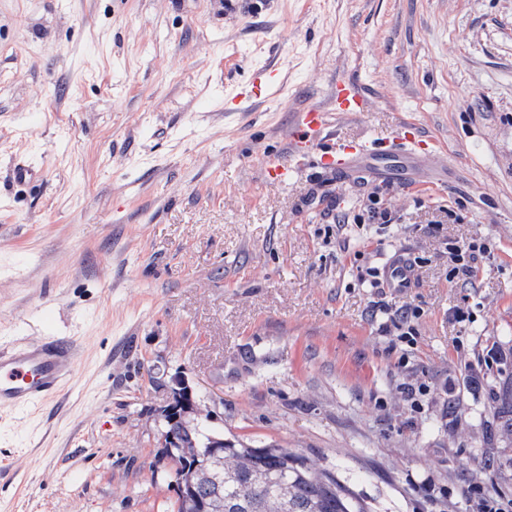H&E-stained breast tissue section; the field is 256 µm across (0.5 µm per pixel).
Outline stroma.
I'll return each mask as SVG.
<instances>
[{
  "mask_svg": "<svg viewBox=\"0 0 512 512\" xmlns=\"http://www.w3.org/2000/svg\"><path fill=\"white\" fill-rule=\"evenodd\" d=\"M342 78L370 108L337 139L412 123L430 178H264ZM399 253L412 287H373ZM47 336L80 357L55 402L0 407V512H174L176 376L225 442L318 460L372 512L511 493L512 0H0V347ZM487 249L484 243H476L474 241L449 243L448 255L453 263L452 274L454 276L460 274L470 276L473 273L472 263H474L478 255L486 253Z\"/></svg>",
  "mask_w": 512,
  "mask_h": 512,
  "instance_id": "1",
  "label": "stroma"
}]
</instances>
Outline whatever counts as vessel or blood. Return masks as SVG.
Here are the masks:
<instances>
[{
    "label": "vessel or blood",
    "instance_id": "b4317fda",
    "mask_svg": "<svg viewBox=\"0 0 512 512\" xmlns=\"http://www.w3.org/2000/svg\"><path fill=\"white\" fill-rule=\"evenodd\" d=\"M369 100L350 80L337 81L331 108L312 105L295 117L288 139L289 158L316 154L329 170L360 174L379 172L382 160L396 154L408 160L419 172L429 169V157L422 154V144L405 134L391 139H364L353 143L328 141L329 111L363 112ZM414 274L407 261L389 264L387 281L395 288L411 287ZM76 360L74 346L51 341L34 347L0 348V406L38 404L52 398L71 376Z\"/></svg>",
    "mask_w": 512,
    "mask_h": 512
}]
</instances>
